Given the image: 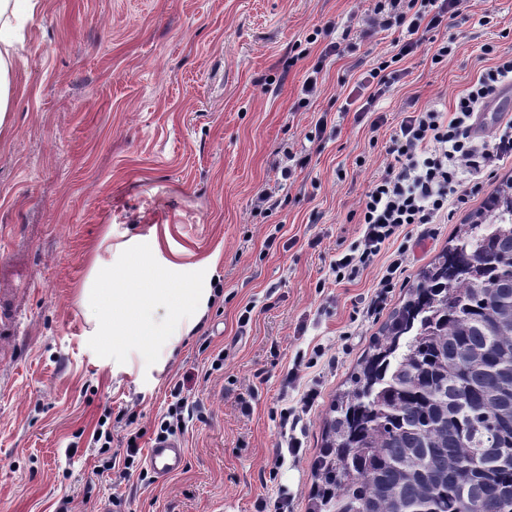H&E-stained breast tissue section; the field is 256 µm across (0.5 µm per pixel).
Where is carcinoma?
Returning <instances> with one entry per match:
<instances>
[{
  "instance_id": "carcinoma-1",
  "label": "carcinoma",
  "mask_w": 512,
  "mask_h": 512,
  "mask_svg": "<svg viewBox=\"0 0 512 512\" xmlns=\"http://www.w3.org/2000/svg\"><path fill=\"white\" fill-rule=\"evenodd\" d=\"M331 413L310 512H512V179L420 272Z\"/></svg>"
}]
</instances>
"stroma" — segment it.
<instances>
[{
	"instance_id": "35a3bbf8",
	"label": "stroma",
	"mask_w": 512,
	"mask_h": 512,
	"mask_svg": "<svg viewBox=\"0 0 512 512\" xmlns=\"http://www.w3.org/2000/svg\"><path fill=\"white\" fill-rule=\"evenodd\" d=\"M370 0H38L15 45L11 109L0 127V504L8 512H260L287 490L307 512L331 407L405 292L512 178V161L464 180L447 223L409 224L354 280L332 264L361 236L369 183L393 158L410 104L452 107L512 55V0H465L426 32L381 97L378 130L346 100L359 76L395 54L401 29L362 38ZM490 14V26L478 19ZM341 52L324 55L328 43ZM454 55L436 64L440 44ZM320 94L300 106L306 72ZM327 129L311 139L318 120ZM309 155L271 210L256 194L284 150ZM167 228L158 263L206 273L211 301L172 357L105 365L89 347L77 290L109 245ZM402 269L380 279L393 259ZM382 293L377 308L368 303ZM247 325H240L242 313ZM221 368H213L216 355ZM297 380L283 388L289 370ZM200 410L175 432L187 455L160 480L97 473L144 450L176 400ZM316 388L303 452L274 468L278 414ZM252 411L242 414L240 399ZM109 416L112 446L93 433ZM277 476H270V469Z\"/></svg>"
}]
</instances>
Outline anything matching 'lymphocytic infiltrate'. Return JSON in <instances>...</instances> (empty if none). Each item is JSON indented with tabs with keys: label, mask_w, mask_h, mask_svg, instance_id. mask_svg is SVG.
Wrapping results in <instances>:
<instances>
[{
	"label": "lymphocytic infiltrate",
	"mask_w": 512,
	"mask_h": 512,
	"mask_svg": "<svg viewBox=\"0 0 512 512\" xmlns=\"http://www.w3.org/2000/svg\"><path fill=\"white\" fill-rule=\"evenodd\" d=\"M462 0H374L370 27L388 31L405 28L409 42L390 61L380 62L365 79L373 84L389 64L399 63L415 48L411 37L420 28H438L454 16ZM512 88V57L500 59L459 96L452 112L427 106L404 117L389 140L387 152L394 166L373 180L364 193L359 222L362 236L357 252L336 260L334 275L358 271L407 224H438L448 214V200L463 175L492 173L500 161L512 157V131L476 134L478 112L487 108L504 88Z\"/></svg>",
	"instance_id": "obj_1"
}]
</instances>
